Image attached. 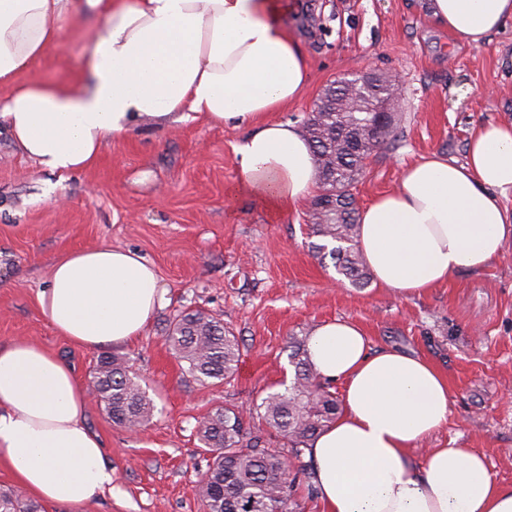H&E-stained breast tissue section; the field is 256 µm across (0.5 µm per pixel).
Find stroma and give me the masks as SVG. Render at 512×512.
Listing matches in <instances>:
<instances>
[{"mask_svg": "<svg viewBox=\"0 0 512 512\" xmlns=\"http://www.w3.org/2000/svg\"><path fill=\"white\" fill-rule=\"evenodd\" d=\"M289 28L308 54L311 81L277 121L304 125L333 81L376 67L403 84L396 146L381 147L353 188L358 206L398 187L404 168L436 153L464 161L482 123L512 120V27L481 46L455 41L417 0H293ZM84 44L66 42L34 76L79 79ZM246 127L203 120H144L108 139L98 163L69 175L39 169L0 133V346L17 339L59 355L90 383L98 351L59 336L37 294L61 255L112 244L153 264L166 301L141 336L112 348L155 404L147 427L112 423L88 399L86 422L102 441L116 489L43 512H203L199 420L219 406L248 409L291 379L290 337L336 318L359 323L373 349L421 355L447 377L445 426L412 454L441 446L482 452L512 484V240L479 270H463L420 297L356 288L322 264L308 207L279 214L249 197L229 200L232 146ZM201 309L233 332L240 362L228 383L195 380L165 341L176 316Z\"/></svg>", "mask_w": 512, "mask_h": 512, "instance_id": "stroma-1", "label": "stroma"}]
</instances>
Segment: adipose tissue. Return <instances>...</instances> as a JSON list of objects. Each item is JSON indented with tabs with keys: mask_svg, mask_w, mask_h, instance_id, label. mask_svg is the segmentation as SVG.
<instances>
[{
	"mask_svg": "<svg viewBox=\"0 0 512 512\" xmlns=\"http://www.w3.org/2000/svg\"><path fill=\"white\" fill-rule=\"evenodd\" d=\"M421 9L474 46L512 22V0H421ZM292 10L291 0H0V87L9 89L0 126L23 157L63 175L95 166L107 138L146 117L244 125L228 197L296 211L315 189V156L293 123L268 118L311 79L288 31ZM71 38L86 43L82 78H29ZM510 192L511 121L477 126L464 162L431 154L406 167L359 214V249L377 285L420 296L485 267L512 239L501 202ZM165 293L140 255L102 244L58 258L38 300L57 334L97 349L140 336ZM308 348L320 376L343 386L340 415L305 450L321 512H512V485L475 449L411 456L448 421V379L432 362L372 350L342 319L315 326ZM86 402L85 384L56 355L26 341L0 346V458L41 500L80 505L112 489Z\"/></svg>",
	"mask_w": 512,
	"mask_h": 512,
	"instance_id": "1",
	"label": "adipose tissue"
}]
</instances>
